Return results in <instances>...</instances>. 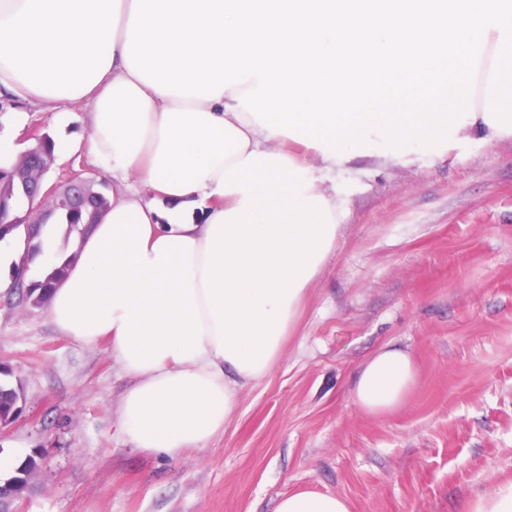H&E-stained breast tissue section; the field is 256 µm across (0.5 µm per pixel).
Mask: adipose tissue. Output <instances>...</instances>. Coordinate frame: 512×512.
Instances as JSON below:
<instances>
[{
  "mask_svg": "<svg viewBox=\"0 0 512 512\" xmlns=\"http://www.w3.org/2000/svg\"><path fill=\"white\" fill-rule=\"evenodd\" d=\"M0 94L70 123L112 177L76 241L51 235L34 280L68 264L46 306L58 333L108 342L136 448L171 458L223 434L239 390L279 362L341 209L315 166L401 159L478 128L512 136V0H0ZM416 380L387 345L357 370L369 415ZM275 512H350L282 496Z\"/></svg>",
  "mask_w": 512,
  "mask_h": 512,
  "instance_id": "adipose-tissue-1",
  "label": "adipose tissue"
}]
</instances>
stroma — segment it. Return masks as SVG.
<instances>
[{
  "mask_svg": "<svg viewBox=\"0 0 512 512\" xmlns=\"http://www.w3.org/2000/svg\"><path fill=\"white\" fill-rule=\"evenodd\" d=\"M320 177L342 204L336 249L282 359L239 391L205 449L133 448L107 344L61 336L0 293V361L24 405L0 456L43 453L21 512H275L301 489L351 512H466L512 482V137L466 131L435 154L355 158ZM387 343L412 354L418 379L371 416L351 384Z\"/></svg>",
  "mask_w": 512,
  "mask_h": 512,
  "instance_id": "1",
  "label": "stroma"
}]
</instances>
